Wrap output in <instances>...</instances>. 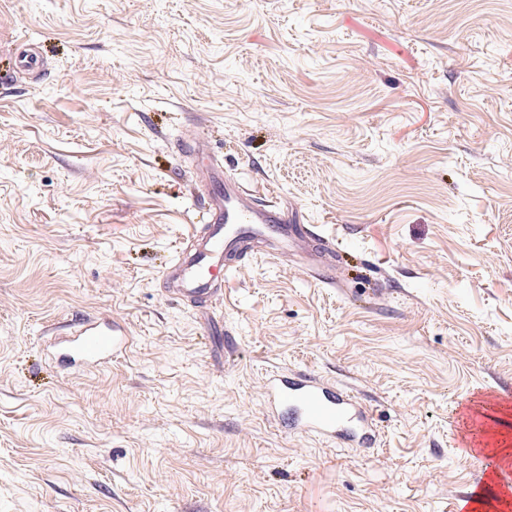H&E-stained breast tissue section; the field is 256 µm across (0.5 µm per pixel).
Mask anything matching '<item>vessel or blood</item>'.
<instances>
[{
  "mask_svg": "<svg viewBox=\"0 0 512 512\" xmlns=\"http://www.w3.org/2000/svg\"><path fill=\"white\" fill-rule=\"evenodd\" d=\"M201 178L207 222L192 247L179 251L164 271L166 293L209 313L210 299L224 292L226 275L239 270L248 250L256 245L265 246L272 257L304 247L314 279L335 284L334 268L326 261L333 249L324 238L290 220L278 204L257 201L225 171L219 158L210 159ZM127 344L122 329L111 319H82L63 326L52 354L59 366L90 369L119 355ZM263 399L269 409L285 418L289 430L340 439L355 448L372 444L375 421L366 406L353 393L319 375L294 370L268 375ZM493 491L512 496V469L489 458L471 492L456 502V512H471L475 498Z\"/></svg>",
  "mask_w": 512,
  "mask_h": 512,
  "instance_id": "1",
  "label": "vessel or blood"
}]
</instances>
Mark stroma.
I'll list each match as a JSON object with an SVG mask.
<instances>
[{"label":"stroma","instance_id":"obj_1","mask_svg":"<svg viewBox=\"0 0 512 512\" xmlns=\"http://www.w3.org/2000/svg\"><path fill=\"white\" fill-rule=\"evenodd\" d=\"M182 138L333 240L335 284L255 254L220 330L162 292L203 225ZM103 314L111 367L49 362ZM275 369L376 442L283 429ZM492 394L512 441V0H0V512H449ZM263 399L286 419L288 430L340 439L369 448L376 428L373 416L352 392L317 374L287 370L264 379Z\"/></svg>","mask_w":512,"mask_h":512}]
</instances>
